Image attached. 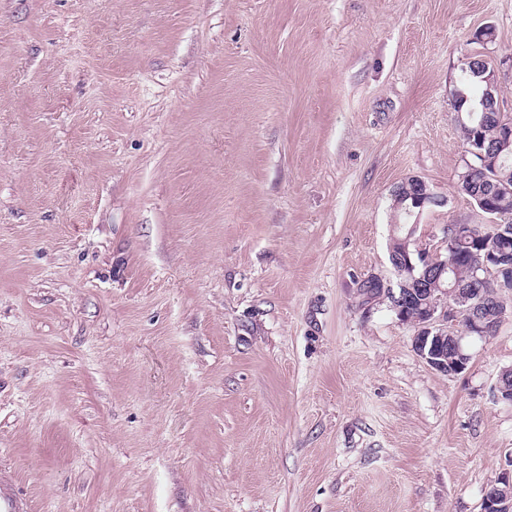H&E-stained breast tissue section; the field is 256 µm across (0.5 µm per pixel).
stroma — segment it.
<instances>
[{
  "label": "stroma",
  "instance_id": "stroma-1",
  "mask_svg": "<svg viewBox=\"0 0 512 512\" xmlns=\"http://www.w3.org/2000/svg\"><path fill=\"white\" fill-rule=\"evenodd\" d=\"M492 39H479L483 29ZM512 0H0V468L31 512H481L512 318L462 373L361 285L491 218L470 57ZM415 185L417 186H420V191H422V193L420 194V196H422L420 198V202H419V207L422 208L424 206L425 203H431V202H434V196H433V193H431L427 187V185L425 184L424 181L422 180H419V179H412L411 180ZM409 182L406 186H402L397 194H396V202H397V205L399 208H401L402 210H413V209H416L414 204H413V197L409 198L410 194L413 193L414 195L417 194L419 192V189L418 188H415L414 184ZM404 198L403 201H401V198Z\"/></svg>",
  "mask_w": 512,
  "mask_h": 512
}]
</instances>
